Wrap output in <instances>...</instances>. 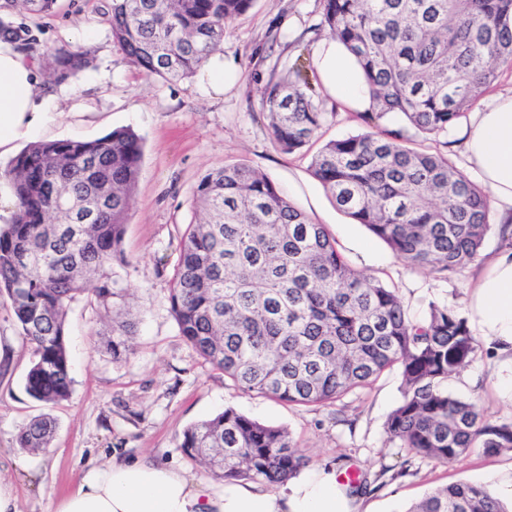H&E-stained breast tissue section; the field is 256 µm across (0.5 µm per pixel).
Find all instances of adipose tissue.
<instances>
[{
  "label": "adipose tissue",
  "instance_id": "1",
  "mask_svg": "<svg viewBox=\"0 0 512 512\" xmlns=\"http://www.w3.org/2000/svg\"><path fill=\"white\" fill-rule=\"evenodd\" d=\"M314 64L329 97L350 111L372 107L368 85L353 56L335 39L319 41ZM37 65L8 41H0V150L37 130L49 105L37 92ZM470 168L492 196L498 221L512 224V91L474 113L464 132ZM469 326L492 343L502 395L512 400V247L486 267L470 300ZM49 512H350L334 475L321 471L285 490L224 485L193 478L149 458L112 459L86 465L73 491L53 500Z\"/></svg>",
  "mask_w": 512,
  "mask_h": 512
}]
</instances>
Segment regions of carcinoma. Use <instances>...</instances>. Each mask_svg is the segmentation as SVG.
I'll list each match as a JSON object with an SVG mask.
<instances>
[{"mask_svg":"<svg viewBox=\"0 0 512 512\" xmlns=\"http://www.w3.org/2000/svg\"><path fill=\"white\" fill-rule=\"evenodd\" d=\"M56 0H4L11 11L49 14ZM320 26L359 61L373 107L354 116L370 130L326 142L312 176L336 208L365 225L410 269L444 278L474 263L490 224V196L435 143L512 68V0H319ZM254 0H106L113 41L128 62L165 82L191 78L215 54L224 28ZM0 36L28 53L37 38L0 18ZM93 50L60 47L53 74L64 82L91 66ZM274 145L293 153L329 120L302 69L257 88ZM394 118L403 126L381 124ZM143 156L128 128L88 141H37L0 172L16 198L0 226V295L32 348L25 390L45 405L69 399L66 319L89 292L112 316L105 341L112 360L132 353L136 321L113 264L122 243ZM202 218L187 226L169 288L180 336L234 389L324 407L398 368L402 396L384 433L412 458L448 466L480 448L512 451V422L492 421L476 403L448 392V381L481 349L453 306L430 302L416 319L397 291L355 270L326 225L311 221L263 174L226 164L199 180ZM81 211L95 214L77 223ZM55 421L32 419L17 436L45 451ZM183 453L213 478L278 487L309 458L284 427L233 407L187 427ZM358 474L350 495L382 487ZM406 512H512L484 486L456 482L428 492Z\"/></svg>","mask_w":512,"mask_h":512,"instance_id":"1","label":"carcinoma"}]
</instances>
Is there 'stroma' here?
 <instances>
[{"label": "stroma", "mask_w": 512, "mask_h": 512, "mask_svg": "<svg viewBox=\"0 0 512 512\" xmlns=\"http://www.w3.org/2000/svg\"><path fill=\"white\" fill-rule=\"evenodd\" d=\"M102 6L103 0H57L50 14L22 15L39 39L34 54L39 81L60 100L34 138L92 140L117 127L142 137L124 259L115 265L123 287L135 296L141 322L133 354L113 361L97 336L104 328L99 309L88 296L79 297L66 320L72 392L50 407L25 391L31 348L7 298L0 297V459L17 461L8 475L23 512H47L50 498L71 489L87 463L102 465L115 456L146 454L190 476L206 477V470L182 452L181 434L228 406L289 429L311 469L382 474L379 491L354 497V512H406L426 492L457 481L490 485L494 471L512 466V452L487 455L478 448L444 467L408 460L387 441L383 423L401 398L398 370L385 371L371 386L318 409L244 394L183 340L169 312L168 281L183 234L196 219V186L208 170L233 163L261 171L314 222L326 225L351 266L395 288L414 317H423L432 301L468 310L477 266L445 279L406 267L366 227L339 211L312 176L310 159L322 142L364 129L341 102H325L332 117L320 139L304 149L287 154L271 142L256 90L272 74L311 62L320 37L319 0H255L251 10L229 23L219 53L238 69L239 78L220 95L203 89L196 77L170 84L135 70L113 41ZM79 44L93 49L92 66L55 82L44 68L47 51ZM495 359L489 346H482L468 368L476 383L453 378L448 388L476 402L489 419L510 421L512 401L500 396L492 375ZM41 415L55 419V434L47 451L31 454L17 447L16 437Z\"/></svg>", "instance_id": "stroma-1"}]
</instances>
